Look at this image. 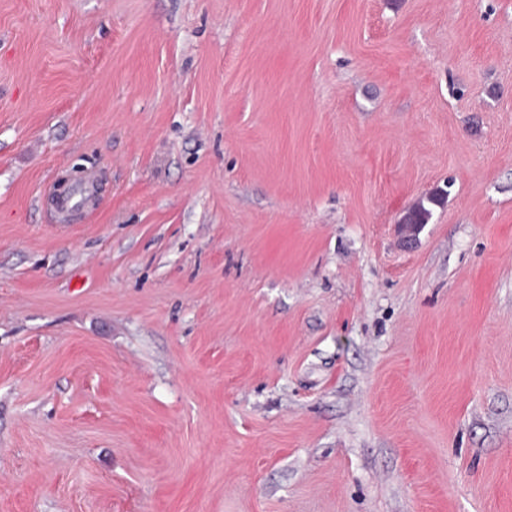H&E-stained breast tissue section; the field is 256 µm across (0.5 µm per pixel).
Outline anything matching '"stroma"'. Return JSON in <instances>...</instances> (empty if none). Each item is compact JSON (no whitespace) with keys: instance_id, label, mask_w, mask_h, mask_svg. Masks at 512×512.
<instances>
[{"instance_id":"stroma-1","label":"stroma","mask_w":512,"mask_h":512,"mask_svg":"<svg viewBox=\"0 0 512 512\" xmlns=\"http://www.w3.org/2000/svg\"><path fill=\"white\" fill-rule=\"evenodd\" d=\"M0 512H512V0H0ZM443 199L444 197L439 194H431L426 198L428 205L422 200L408 211L404 217L406 224H400L401 231L406 233L405 240L407 243L411 244L416 240L417 233L422 224L428 223L431 216L430 205H439Z\"/></svg>"}]
</instances>
